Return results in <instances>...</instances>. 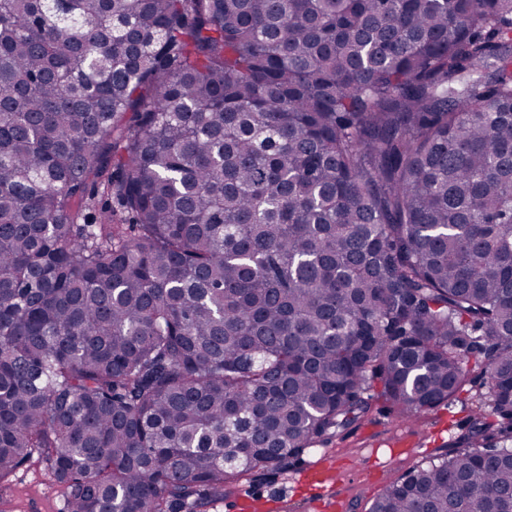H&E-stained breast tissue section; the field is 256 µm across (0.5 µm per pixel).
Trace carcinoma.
Instances as JSON below:
<instances>
[{
	"instance_id": "carcinoma-1",
	"label": "carcinoma",
	"mask_w": 512,
	"mask_h": 512,
	"mask_svg": "<svg viewBox=\"0 0 512 512\" xmlns=\"http://www.w3.org/2000/svg\"><path fill=\"white\" fill-rule=\"evenodd\" d=\"M474 374L367 512H512V0H0V481L206 512Z\"/></svg>"
}]
</instances>
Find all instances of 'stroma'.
Wrapping results in <instances>:
<instances>
[{
    "mask_svg": "<svg viewBox=\"0 0 512 512\" xmlns=\"http://www.w3.org/2000/svg\"><path fill=\"white\" fill-rule=\"evenodd\" d=\"M486 387L476 382L452 403L429 411L421 420H402L388 404L327 444L310 449L287 470L245 477L225 486L224 498L211 512H237L235 499L251 489L260 512H317L312 491L300 475L322 455L336 457L341 472L333 488L346 502L344 512H365L368 503L403 474L452 448L468 430L470 417ZM0 512H66L62 488L38 461H31L0 481Z\"/></svg>",
    "mask_w": 512,
    "mask_h": 512,
    "instance_id": "1",
    "label": "stroma"
}]
</instances>
